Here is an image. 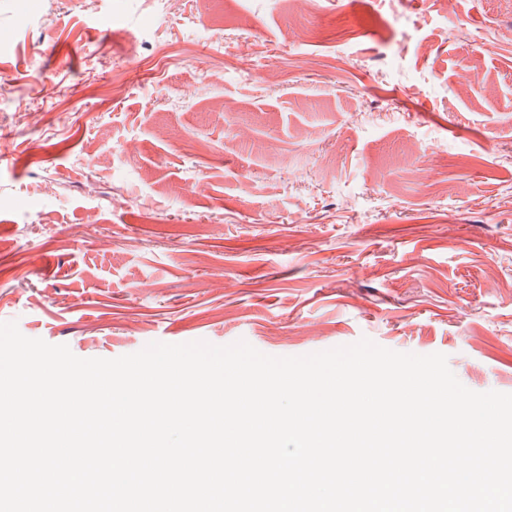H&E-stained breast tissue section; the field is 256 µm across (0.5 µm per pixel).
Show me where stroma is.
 <instances>
[{"mask_svg":"<svg viewBox=\"0 0 512 512\" xmlns=\"http://www.w3.org/2000/svg\"><path fill=\"white\" fill-rule=\"evenodd\" d=\"M0 321L512 393V0H0Z\"/></svg>","mask_w":512,"mask_h":512,"instance_id":"35a3bbf8","label":"stroma"}]
</instances>
